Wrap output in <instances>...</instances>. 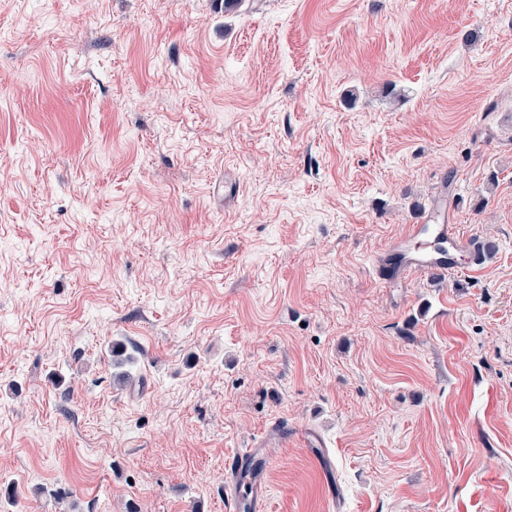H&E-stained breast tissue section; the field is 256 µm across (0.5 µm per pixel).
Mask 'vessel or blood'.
<instances>
[{
  "mask_svg": "<svg viewBox=\"0 0 512 512\" xmlns=\"http://www.w3.org/2000/svg\"><path fill=\"white\" fill-rule=\"evenodd\" d=\"M388 252L389 261L378 269L379 279L388 284L407 274L434 276L457 269L456 257L461 253L467 254L473 267L483 254L478 241L462 240L457 226L448 221L446 207L440 205L421 223L408 225ZM271 456L272 444L263 441L227 454L224 499L228 512H263L268 499L265 463Z\"/></svg>",
  "mask_w": 512,
  "mask_h": 512,
  "instance_id": "vessel-or-blood-1",
  "label": "vessel or blood"
}]
</instances>
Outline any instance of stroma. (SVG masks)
Returning a JSON list of instances; mask_svg holds the SVG:
<instances>
[{
  "mask_svg": "<svg viewBox=\"0 0 512 512\" xmlns=\"http://www.w3.org/2000/svg\"><path fill=\"white\" fill-rule=\"evenodd\" d=\"M494 252L385 287L432 199ZM512 512V0H0V512ZM273 444L264 440L250 448H234L224 463V499L230 512H262L268 499L267 462ZM262 460L263 465L257 462Z\"/></svg>",
  "mask_w": 512,
  "mask_h": 512,
  "instance_id": "35a3bbf8",
  "label": "stroma"
}]
</instances>
